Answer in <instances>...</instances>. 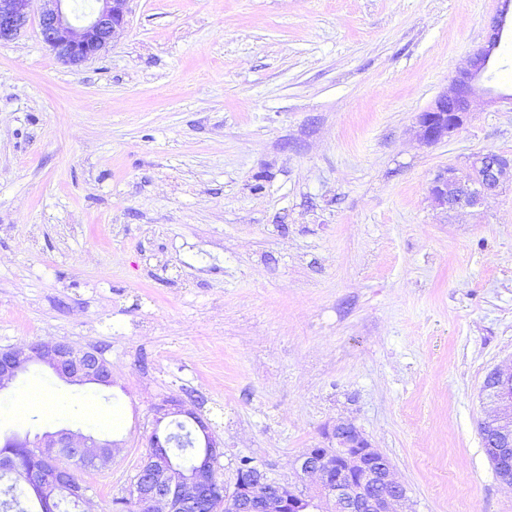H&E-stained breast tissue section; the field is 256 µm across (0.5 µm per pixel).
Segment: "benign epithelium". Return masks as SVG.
Listing matches in <instances>:
<instances>
[{"label":"benign epithelium","mask_w":512,"mask_h":512,"mask_svg":"<svg viewBox=\"0 0 512 512\" xmlns=\"http://www.w3.org/2000/svg\"><path fill=\"white\" fill-rule=\"evenodd\" d=\"M43 2L39 30L43 42L65 64L79 65L96 56L127 23L130 0H95L98 8L86 25L70 21L67 0H0V43L13 40L27 24L34 3ZM512 0H500L499 18L493 22L485 44L472 57L470 67L459 72L434 103L420 113L415 134L424 144L455 136L470 115V98L499 47L505 18ZM512 183V155L479 152L472 155L468 172L447 167L436 175L429 193L433 204L445 210L471 209ZM51 369L70 384H112V368L97 349L76 348L68 342H37L0 347V391L9 388L33 364ZM482 395L495 408L492 418L479 424L496 437L487 442L494 455L512 446V363L490 372ZM194 420L203 450L186 468L168 448L170 436L161 432L169 416ZM329 446L309 448L298 459L295 483L279 482L263 470L250 480L236 476L234 489H217L219 445L206 422L172 398L155 409V427L148 438V451L138 466L139 478L133 497L141 512H198L206 503L209 512H403L406 490L395 477L386 456L351 420H338L325 431ZM20 446L32 449L46 468L31 483L48 512H56V492L74 475V464H97L113 458L119 445L69 429L25 438Z\"/></svg>","instance_id":"benign-epithelium-1"}]
</instances>
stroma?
I'll list each match as a JSON object with an SVG mask.
<instances>
[{"mask_svg": "<svg viewBox=\"0 0 512 512\" xmlns=\"http://www.w3.org/2000/svg\"><path fill=\"white\" fill-rule=\"evenodd\" d=\"M498 0H131L123 33L66 65L37 19L0 44V347H94L113 383L35 365L0 435L114 440L87 470L112 512L154 409L204 418L294 482L349 419L393 465L405 512H512L478 424L512 360V185L478 212L429 186L512 154V30L464 127H414L486 39Z\"/></svg>", "mask_w": 512, "mask_h": 512, "instance_id": "35a3bbf8", "label": "stroma"}]
</instances>
